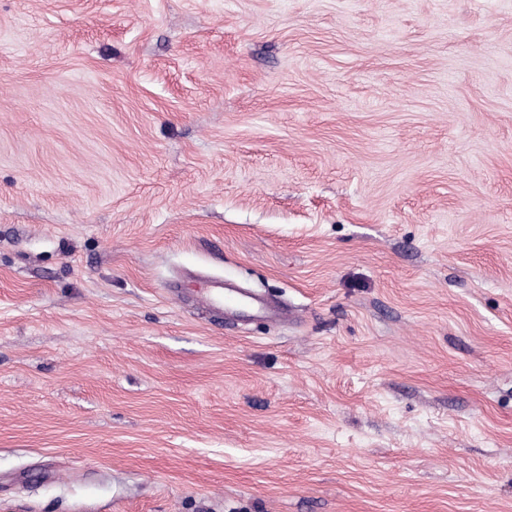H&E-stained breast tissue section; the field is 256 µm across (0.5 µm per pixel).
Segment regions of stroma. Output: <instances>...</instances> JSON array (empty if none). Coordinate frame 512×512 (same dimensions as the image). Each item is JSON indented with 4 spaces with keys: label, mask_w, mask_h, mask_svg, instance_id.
<instances>
[{
    "label": "stroma",
    "mask_w": 512,
    "mask_h": 512,
    "mask_svg": "<svg viewBox=\"0 0 512 512\" xmlns=\"http://www.w3.org/2000/svg\"><path fill=\"white\" fill-rule=\"evenodd\" d=\"M0 512H512V0H0Z\"/></svg>",
    "instance_id": "stroma-1"
}]
</instances>
